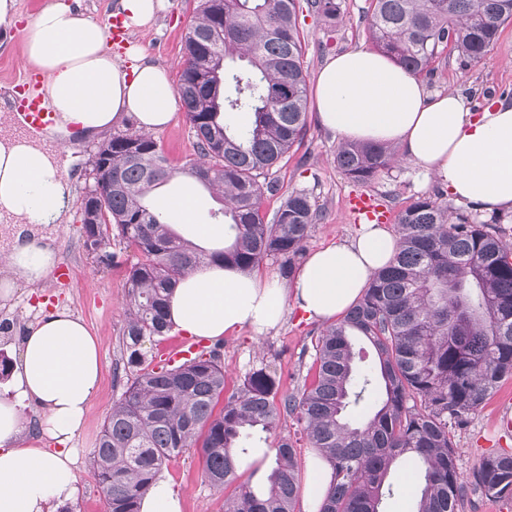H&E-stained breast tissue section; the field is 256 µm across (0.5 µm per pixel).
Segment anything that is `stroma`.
Returning a JSON list of instances; mask_svg holds the SVG:
<instances>
[{
	"instance_id": "obj_1",
	"label": "stroma",
	"mask_w": 512,
	"mask_h": 512,
	"mask_svg": "<svg viewBox=\"0 0 512 512\" xmlns=\"http://www.w3.org/2000/svg\"><path fill=\"white\" fill-rule=\"evenodd\" d=\"M47 0H16L18 21L9 30L0 29V85L10 84L22 74L24 27ZM198 0H168L165 10L147 27L131 29L127 40L141 45L148 58L165 67L171 77H178L182 60L183 36L194 16ZM368 0H344L342 14L335 25H328L303 13L298 29L305 43L304 70L307 82H314L327 57L370 40L363 19ZM433 92L455 91L476 102L512 91V23L502 26L499 38L480 61L460 68L456 60L440 63L434 76L425 78ZM172 164L180 166L197 156L194 134L184 112H176L171 125L155 133ZM99 139H77L75 150L79 163L70 172L67 220L60 228L56 247L58 267L69 270L66 278L49 276L40 284L19 287L8 302H0V320L12 322L13 336L23 335L27 327L47 314L66 309L83 319L97 337L102 359L101 389L91 403L80 433L71 442L77 450L76 475L79 495L69 512H106V502L93 469L92 451L109 415L113 400L124 390L130 371L125 370L126 354L122 334L128 315L126 306L127 270L139 253L134 246L115 240L111 243L113 265L100 263L83 246L78 201L92 184L91 159ZM339 140L319 126L315 115L307 117V133L301 145L293 147L271 171L282 192L307 191L323 217L311 229L305 253L350 240L359 231L351 211L355 196L367 194L383 202L391 214H398L421 195L444 192L441 182L418 177L413 164L401 158L366 185L350 181L334 161ZM324 328L323 322L306 319L299 311L287 310L284 321L263 334L245 327L225 335L217 342L227 390H235L252 368L265 365L280 375L285 390L302 387L312 381L314 350L312 342ZM512 420V375L504 377L499 388L470 415L465 426L452 428L450 437L457 453V464L464 482H471L472 472L484 456L503 449L512 450V430L503 428L504 419ZM294 428L292 420H282L277 434L255 439L248 456L238 470V480L261 489L274 460L273 449L278 434ZM183 512H225L231 489L219 490L205 481L200 455L196 451L164 466Z\"/></svg>"
}]
</instances>
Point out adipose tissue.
<instances>
[{
    "label": "adipose tissue",
    "mask_w": 512,
    "mask_h": 512,
    "mask_svg": "<svg viewBox=\"0 0 512 512\" xmlns=\"http://www.w3.org/2000/svg\"><path fill=\"white\" fill-rule=\"evenodd\" d=\"M44 81L38 89L55 114L41 130H27L18 109L0 113V222L11 228L0 260V298L19 285L47 278L58 261L55 222L64 203L72 132L101 134L126 115L147 132L164 129L177 100L168 72L147 61L142 47L114 57L100 23L52 0L29 21L23 51ZM320 124L341 141L397 149L423 177L484 211L512 209V99L472 111L458 92L433 93L387 55L359 46L329 57L313 89ZM180 234L199 247L224 241L220 224L196 221L197 200H174ZM398 236L362 224L352 239L311 254L285 280L266 279L229 263H210L181 278L168 302L174 331L218 338L244 327L264 333L283 320L286 306L326 321L345 313L373 274L394 255ZM11 391L0 394V512H65L79 493L69 441L80 431L102 380L98 342L87 324L66 310L37 321L18 341ZM39 411L42 436L55 450L28 444L27 411Z\"/></svg>",
    "instance_id": "ef3b65f1"
}]
</instances>
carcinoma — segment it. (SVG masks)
Returning <instances> with one entry per match:
<instances>
[{
	"label": "carcinoma",
	"instance_id": "obj_1",
	"mask_svg": "<svg viewBox=\"0 0 512 512\" xmlns=\"http://www.w3.org/2000/svg\"><path fill=\"white\" fill-rule=\"evenodd\" d=\"M326 23L342 0H201L184 36L179 99L196 138L199 160L173 167L143 131L98 146L104 211L86 221L84 246L103 264L116 236L141 259L127 275L129 317L123 345L138 368L113 401L93 452L107 512H140V499L164 465L195 447L215 487L237 479L257 431L274 433L291 418L331 466L319 512H381L386 497L409 493L416 512H460V481L449 426H462L512 374V249L502 240L504 216L489 222L438 196L414 199L398 215V246L374 274L362 299L317 337L308 387L281 389L267 367L249 372L224 396L216 352L157 369L141 345L164 336L169 292L211 260L250 270L266 259L292 275L318 218L310 196L289 193L272 223L262 215L274 179L259 181L307 132L302 7ZM374 47L417 73L435 71L442 56L462 65L481 59L500 28L512 22V0H370L364 15ZM395 161L381 144L342 143L336 167L351 181L374 180ZM221 195L231 243L206 252L171 227L174 219L150 194L183 174ZM377 360L365 359L357 341ZM220 411H215L219 400ZM420 464L408 490L388 481L399 461ZM268 489L235 487L228 512H294L297 461L288 435L278 436ZM472 489L512 498V453H492L472 475Z\"/></svg>",
	"mask_w": 512,
	"mask_h": 512
}]
</instances>
